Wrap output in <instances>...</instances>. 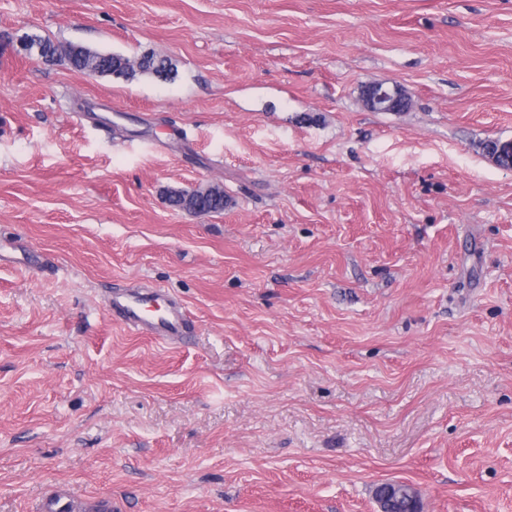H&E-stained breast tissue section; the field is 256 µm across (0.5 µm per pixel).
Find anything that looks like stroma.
<instances>
[{
	"mask_svg": "<svg viewBox=\"0 0 512 512\" xmlns=\"http://www.w3.org/2000/svg\"><path fill=\"white\" fill-rule=\"evenodd\" d=\"M21 35L175 74L0 56V512H512V0H0ZM138 281L186 342L113 321ZM31 49L36 47L40 58L50 59L67 52L71 69L86 73L97 70L102 76L133 79L137 75H153L168 79L173 75V65L167 57L144 53L136 62L118 53H104L74 44H62L49 37L30 39ZM407 98L403 89L397 85L383 83L370 87L367 91V104L375 111L389 112L405 107ZM166 200L173 208L183 210L186 206H192L208 214L222 213L227 204L222 187L210 192L201 189H170L167 191ZM106 306L112 319L131 333L160 344H176L193 333L194 325L183 303L157 288H113Z\"/></svg>",
	"mask_w": 512,
	"mask_h": 512,
	"instance_id": "stroma-1",
	"label": "stroma"
}]
</instances>
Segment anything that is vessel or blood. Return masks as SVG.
<instances>
[{
  "label": "vessel or blood",
  "instance_id": "b4317fda",
  "mask_svg": "<svg viewBox=\"0 0 512 512\" xmlns=\"http://www.w3.org/2000/svg\"><path fill=\"white\" fill-rule=\"evenodd\" d=\"M106 305L114 321L161 344L184 341L194 329L183 303L153 287L113 289Z\"/></svg>",
  "mask_w": 512,
  "mask_h": 512
}]
</instances>
